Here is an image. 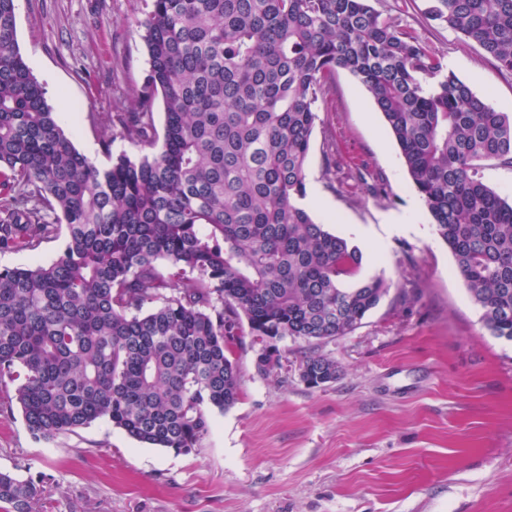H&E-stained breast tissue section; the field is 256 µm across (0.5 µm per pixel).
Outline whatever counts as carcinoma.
Wrapping results in <instances>:
<instances>
[{
  "mask_svg": "<svg viewBox=\"0 0 512 512\" xmlns=\"http://www.w3.org/2000/svg\"><path fill=\"white\" fill-rule=\"evenodd\" d=\"M145 2L148 68L103 138L141 155L102 169L66 135L17 48L15 0H0V253L66 238L47 265L0 267V394L33 439L106 420L188 454L209 411L239 399L241 318L266 373L279 342L346 336L379 305L389 285L345 287L361 252L302 204L338 70L382 114L484 326L512 340V197L479 177L487 161L512 166V115L371 0ZM426 14L512 72V0H430ZM301 369L340 372L323 354ZM43 494L0 472L4 512H35Z\"/></svg>",
  "mask_w": 512,
  "mask_h": 512,
  "instance_id": "1",
  "label": "carcinoma"
}]
</instances>
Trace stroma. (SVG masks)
<instances>
[{"instance_id":"1","label":"stroma","mask_w":512,"mask_h":512,"mask_svg":"<svg viewBox=\"0 0 512 512\" xmlns=\"http://www.w3.org/2000/svg\"><path fill=\"white\" fill-rule=\"evenodd\" d=\"M372 4L512 114V73L428 19V0ZM15 5L18 48L74 146L101 167L138 156L127 140H102L116 98L147 68L143 0ZM318 115L307 187L335 211L314 218L359 248V278L385 279L388 294L348 335L280 342L264 374L250 334L239 336V399L211 412L188 454L104 421L38 442L0 405V471L43 479L45 512H512V342L485 328L365 88L337 72ZM312 352L338 362L335 381L301 380Z\"/></svg>"}]
</instances>
